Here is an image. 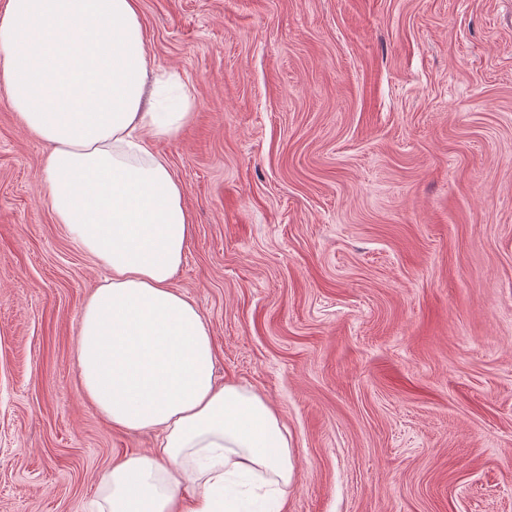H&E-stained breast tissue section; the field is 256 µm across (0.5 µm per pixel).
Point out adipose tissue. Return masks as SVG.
Wrapping results in <instances>:
<instances>
[{
	"instance_id": "ef3b65f1",
	"label": "adipose tissue",
	"mask_w": 512,
	"mask_h": 512,
	"mask_svg": "<svg viewBox=\"0 0 512 512\" xmlns=\"http://www.w3.org/2000/svg\"><path fill=\"white\" fill-rule=\"evenodd\" d=\"M150 74L138 0L0 6V86L51 146L53 217L109 272L82 311L84 390L113 426L161 435L101 474L98 512H285L288 429L257 392L217 385L211 330L173 286L191 221L151 142L178 133L192 103L148 93Z\"/></svg>"
}]
</instances>
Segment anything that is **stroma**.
<instances>
[{
	"mask_svg": "<svg viewBox=\"0 0 512 512\" xmlns=\"http://www.w3.org/2000/svg\"><path fill=\"white\" fill-rule=\"evenodd\" d=\"M194 101L153 143L218 381L288 426L287 512H512V0H139ZM0 88V512H88L157 447L87 399L108 272Z\"/></svg>",
	"mask_w": 512,
	"mask_h": 512,
	"instance_id": "stroma-1",
	"label": "stroma"
}]
</instances>
